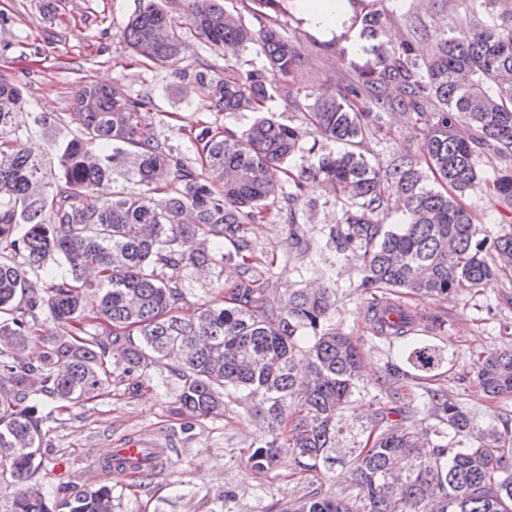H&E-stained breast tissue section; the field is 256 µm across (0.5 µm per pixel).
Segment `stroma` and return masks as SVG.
I'll use <instances>...</instances> for the list:
<instances>
[{
    "mask_svg": "<svg viewBox=\"0 0 512 512\" xmlns=\"http://www.w3.org/2000/svg\"><path fill=\"white\" fill-rule=\"evenodd\" d=\"M54 2L56 9L49 12L42 0H0V78L21 87L29 111L52 122L69 111L80 85L117 82L131 94L152 96L154 106L144 112L145 124L187 155L192 152V126L206 122L241 131L251 124L253 113L215 111L206 94L173 84L166 69L132 59L121 32L139 0ZM381 7L393 18L389 31L400 39L407 36L405 17L433 31L451 30L453 14L465 11L464 0H383ZM282 22L289 37L300 43L293 81L301 96L316 98L362 65V57L348 55L340 45L328 46L295 16L283 17ZM419 143L412 124L391 121L367 137L360 150L371 162L385 165L397 156L417 154ZM478 165L484 179L462 203L482 235L492 239L512 229V209L498 201L490 186L503 161L483 155ZM305 196L317 206L300 209L296 223L274 213L247 225L246 231L256 255L273 261L267 273L269 300L286 302L292 289H335L330 322L353 336L362 353L364 373L341 416L342 432L330 460L304 471L285 454L269 474L256 473L244 453L265 440L268 431L263 422L251 418V402L228 401L223 416L184 430L182 418L173 412L180 383L167 368L153 366L147 372L149 388L132 392L115 386L44 421L48 462L38 475L44 490L107 485L114 512H282L288 500L311 491L353 496L343 478L350 449L381 427L382 413L391 408L401 410L406 423L433 425L426 408L427 390H447L479 426L512 424V395L493 399L475 382L461 379L478 355L512 346V275L445 299L394 294V301L416 316L417 337L444 347L450 362L432 379L401 387L398 396H391L380 376L400 346L382 337L369 320L371 297L360 286L353 255L337 251L329 239L340 216L333 195L310 182ZM433 318L443 320V328H431ZM129 446L149 449L156 456L149 477L102 468V460L113 449Z\"/></svg>",
    "mask_w": 512,
    "mask_h": 512,
    "instance_id": "obj_1",
    "label": "stroma"
}]
</instances>
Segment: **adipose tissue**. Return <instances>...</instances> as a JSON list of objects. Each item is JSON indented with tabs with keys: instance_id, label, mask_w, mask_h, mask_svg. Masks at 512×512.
Here are the masks:
<instances>
[{
	"instance_id": "ef3b65f1",
	"label": "adipose tissue",
	"mask_w": 512,
	"mask_h": 512,
	"mask_svg": "<svg viewBox=\"0 0 512 512\" xmlns=\"http://www.w3.org/2000/svg\"><path fill=\"white\" fill-rule=\"evenodd\" d=\"M289 5L307 30L340 42L350 54H363L350 0H289Z\"/></svg>"
}]
</instances>
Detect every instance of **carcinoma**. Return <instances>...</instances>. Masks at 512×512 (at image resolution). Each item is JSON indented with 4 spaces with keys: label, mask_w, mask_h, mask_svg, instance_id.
I'll list each match as a JSON object with an SVG mask.
<instances>
[{
    "label": "carcinoma",
    "mask_w": 512,
    "mask_h": 512,
    "mask_svg": "<svg viewBox=\"0 0 512 512\" xmlns=\"http://www.w3.org/2000/svg\"><path fill=\"white\" fill-rule=\"evenodd\" d=\"M512 0H471L459 35L412 28L399 43L383 40L390 18L360 6V38L376 55L372 68L301 106L295 84L283 96L304 108L327 147L294 171L303 131L267 115L275 82L298 66L297 42L278 15L287 0H156L130 16L123 41L142 59L196 84L219 112H254L244 131L210 126L191 133L189 162L167 139L143 126L149 95L120 84L85 83L71 111L54 122L56 150L35 155L22 143L27 102L20 87L0 80V512H113L112 489L89 487L48 496L34 478L45 466L42 417L50 400L79 405L112 384L137 390L148 367L167 362L181 382L176 412L195 422L224 413V397L254 402L270 439L248 448L247 462L269 473L287 453L310 470L329 459L339 423L362 371L353 338L328 324L335 306L329 288L293 290L282 307L266 298V260L255 255L246 226L269 204L282 203L295 223L310 180L342 204L330 230L336 250L360 251V287L403 289L448 297L484 288L512 273V230L487 243L460 203L479 180L478 158H512ZM259 22L254 29L252 20ZM186 27L224 59L180 67ZM432 42L419 55L416 41ZM254 47L262 64L246 68ZM419 126L418 155L383 167L354 150L386 119ZM132 160L147 190L101 194L117 163ZM451 192L423 182L420 162ZM223 171L213 184L203 171ZM169 190L155 198L157 188ZM493 193L512 207V165L497 170ZM399 197L404 223L382 231L379 215ZM234 262L241 277L224 298L180 312L188 268L213 270ZM382 335L401 344L386 362V385L426 380L448 353L412 337L414 319L399 305L369 308ZM50 320L57 332L35 360L27 342ZM311 345L297 352V338ZM466 376L491 397L512 394V349L478 358ZM429 414L447 425L416 431L401 423L350 449L348 500L307 493L286 512H512V429L478 426L442 389L427 391Z\"/></svg>",
    "instance_id": "cac0c4a2"
}]
</instances>
